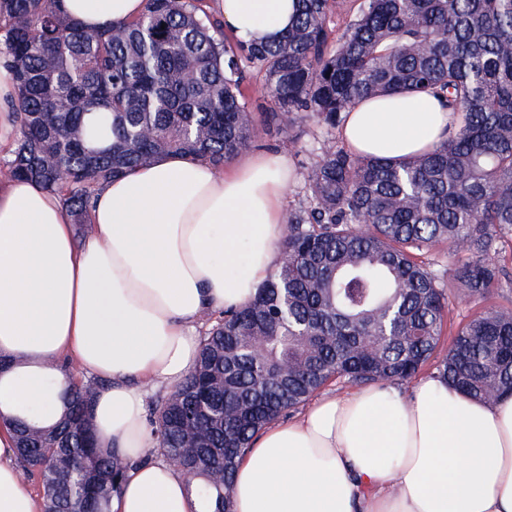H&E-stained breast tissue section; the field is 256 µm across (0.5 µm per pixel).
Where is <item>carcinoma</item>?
<instances>
[{"label": "carcinoma", "mask_w": 512, "mask_h": 512, "mask_svg": "<svg viewBox=\"0 0 512 512\" xmlns=\"http://www.w3.org/2000/svg\"><path fill=\"white\" fill-rule=\"evenodd\" d=\"M297 0L282 40L244 45L204 0H144L137 17L87 28L60 0H0V71L13 86L10 177L60 196L90 223L102 185L158 156L220 170L262 128L243 69L263 72L265 121L311 118L329 138L288 211L282 250L254 299L219 313L194 370L152 407L164 458L210 512H232L233 473L254 436L329 382L400 384L431 361L478 400L512 395V310L474 315L439 350L448 310L418 255L461 259L459 295L508 278L494 242L512 237V0ZM428 92L459 117L432 151L392 163L336 146L359 101ZM91 384H70L53 426L15 421L18 460L44 512H110L132 467L98 445Z\"/></svg>", "instance_id": "carcinoma-1"}]
</instances>
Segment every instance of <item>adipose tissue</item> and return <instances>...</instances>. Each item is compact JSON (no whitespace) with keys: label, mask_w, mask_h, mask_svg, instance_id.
I'll return each instance as SVG.
<instances>
[{"label":"adipose tissue","mask_w":512,"mask_h":512,"mask_svg":"<svg viewBox=\"0 0 512 512\" xmlns=\"http://www.w3.org/2000/svg\"><path fill=\"white\" fill-rule=\"evenodd\" d=\"M85 25L139 15L143 0H61ZM238 38L280 40L295 0H219ZM454 116L428 93L363 101L340 128L352 152L401 162L444 140ZM294 173L282 155L250 154L230 172L178 155L138 166L95 196L78 239L58 195L0 184V512H42L19 476L13 423L63 412L57 368L76 356L105 380L95 396L101 445L133 461L113 512H204L156 442L145 389L175 388L194 367L195 327L253 299L280 256ZM233 512H512V397L473 399L439 375L409 392L380 384L317 398L267 426L239 461Z\"/></svg>","instance_id":"adipose-tissue-1"}]
</instances>
